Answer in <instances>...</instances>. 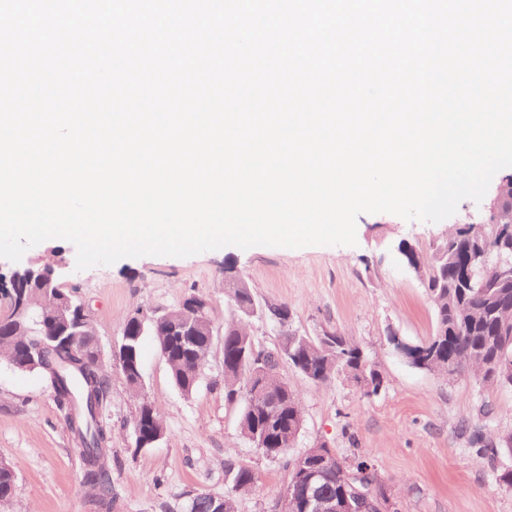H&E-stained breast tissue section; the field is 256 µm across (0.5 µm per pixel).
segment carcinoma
I'll return each instance as SVG.
<instances>
[{
	"instance_id": "cac0c4a2",
	"label": "carcinoma",
	"mask_w": 512,
	"mask_h": 512,
	"mask_svg": "<svg viewBox=\"0 0 512 512\" xmlns=\"http://www.w3.org/2000/svg\"><path fill=\"white\" fill-rule=\"evenodd\" d=\"M477 236L463 225L452 224L438 233L426 252H416L407 243L401 245L403 253L420 258L418 276L433 304L436 319L434 335L424 341L428 362L415 357L409 362L449 377L468 376L481 384L512 388V292L508 302L497 300L499 281L512 275L508 266L496 268L478 258ZM469 257L474 258L473 276L471 285L463 288L458 283V266ZM224 287L235 304L224 319V400L230 405H241L240 433L251 444L260 439L258 426L263 402L273 397L286 401V434H278L270 441L273 457H284L303 429L301 398L279 374L254 375L264 365L251 357L255 340L250 326L252 316L246 310L254 306L252 287L233 276L227 278ZM24 294L29 304L28 317L19 318L14 316L13 295L0 291V359L21 371L39 370L49 380L78 445L84 464L83 481L95 490L88 501L89 512H116L110 467L112 426L102 416L110 395L107 366L122 374L132 393L142 391V333L137 322V316L142 315L153 327L174 385L184 395H191L208 355L211 310H206V320L198 327L197 347L190 354L167 336L169 326L180 318L179 308L162 313L138 308L126 319L116 356L103 363L87 357L81 366L74 367L67 363L66 356L97 335L93 320H88L80 333L71 332L59 320V310L73 295L53 282L30 285ZM291 365L318 386L343 375L358 384H370L371 389L363 392L368 398L378 394L381 387L382 375L366 350L337 330L331 332V340L325 344L309 336L295 337ZM136 413L165 429L161 410L154 402L142 399ZM462 428L468 432V444L478 458L493 462L503 453L512 455V430L492 434L484 424L467 420ZM326 465L329 475L318 485L324 495H339L353 474L366 473L375 484H386L366 457L348 460L330 456ZM226 469L233 478L224 491V512H238V497L254 486L257 477L240 461L228 463ZM15 490L14 471L1 468L0 501L10 499Z\"/></svg>"
}]
</instances>
